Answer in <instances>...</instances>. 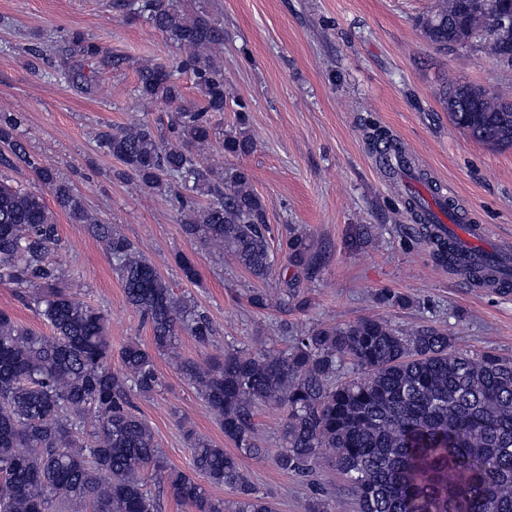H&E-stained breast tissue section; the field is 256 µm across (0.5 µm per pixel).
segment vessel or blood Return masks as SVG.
Here are the masks:
<instances>
[{"instance_id":"b4317fda","label":"vessel or blood","mask_w":512,"mask_h":512,"mask_svg":"<svg viewBox=\"0 0 512 512\" xmlns=\"http://www.w3.org/2000/svg\"><path fill=\"white\" fill-rule=\"evenodd\" d=\"M381 165L394 170L402 183H409L414 170V157L392 146H382ZM449 196L443 192L421 194L419 221L425 224L433 244L451 245L459 266L468 268L469 284L474 288H505L512 285V243L497 242L488 247L491 231L488 225L471 223L467 214L448 206Z\"/></svg>"}]
</instances>
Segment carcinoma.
<instances>
[{"mask_svg":"<svg viewBox=\"0 0 512 512\" xmlns=\"http://www.w3.org/2000/svg\"><path fill=\"white\" fill-rule=\"evenodd\" d=\"M152 26L187 49L178 68L193 76L204 106L179 105L182 87L158 65L137 71L142 96L172 109L171 144L146 123L104 132L98 142L121 161L143 190L181 181L175 194L183 230L222 249L252 276L272 269L267 208L252 176L232 166L211 179L191 147L209 140L212 113L226 106L224 73L213 50L224 32L203 19L185 20L166 0H138ZM512 0H438L419 19L424 36L448 50L484 42L512 63V35L495 38L493 18ZM453 124L489 147H512V101L500 93L455 84L443 95ZM20 112L0 113V167L30 169L58 207L107 242L128 303L141 315L152 347L127 343L112 368L105 312L72 297L52 259L60 238L43 195L0 183V284L14 288L47 324L44 336L0 311V512H156L147 472L167 483L191 512H274L245 476L242 459H261L255 416L259 406L284 409L279 469L308 476L334 458L359 512H512V359L492 351L451 349L435 327L404 331L379 318L316 326L285 351L230 350L203 363L181 356L185 332L206 345L207 316L178 296L139 248L109 224L90 217L81 198L40 165L19 137ZM251 139L229 135L224 152L245 155ZM209 198L199 205L198 197ZM293 261L311 268L306 238L286 241ZM166 355L200 391L231 452L187 433L191 470L168 468L152 428L132 396L160 386L156 356ZM352 370L336 379L343 367ZM224 485L235 497H212Z\"/></svg>","mask_w":512,"mask_h":512,"instance_id":"carcinoma-1","label":"carcinoma"}]
</instances>
